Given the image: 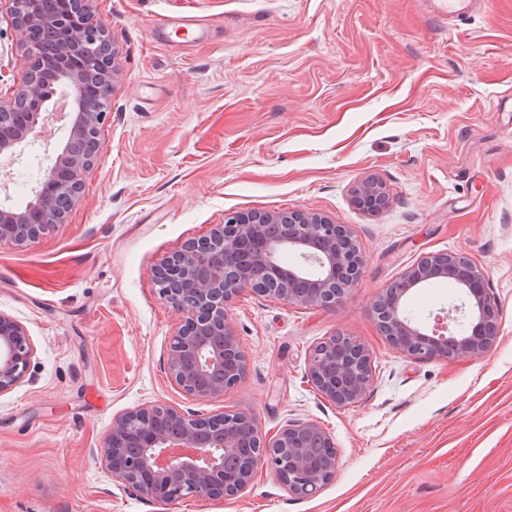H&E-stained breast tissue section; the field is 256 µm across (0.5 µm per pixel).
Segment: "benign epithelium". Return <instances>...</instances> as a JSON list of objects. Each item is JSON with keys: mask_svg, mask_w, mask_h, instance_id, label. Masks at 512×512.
Masks as SVG:
<instances>
[{"mask_svg": "<svg viewBox=\"0 0 512 512\" xmlns=\"http://www.w3.org/2000/svg\"><path fill=\"white\" fill-rule=\"evenodd\" d=\"M24 40L25 74L15 93L0 98V117L14 120L11 134H0V155H16L39 141L52 113L49 84L38 65L46 53L32 31L49 34L52 62L72 99L69 133L47 168L35 197L25 207L0 205V241L28 246L64 222L80 202L82 177L99 149V128L110 111L109 92L121 71L106 24L95 17L94 0H60L48 13L42 0H8ZM99 71L96 93L85 72ZM354 200L377 213L388 202L386 186L374 177L360 182ZM286 253L293 264L282 262ZM364 257L348 224L320 212H254L228 217L201 242L162 260L154 277L159 293L183 315L168 351L174 383L196 401L220 396L242 380L246 358L228 310L244 290L304 306H336L358 284ZM447 279L472 299L474 329L457 334L454 313L442 310L427 329L409 315L415 288ZM485 271L452 252L430 253L407 268L375 305L383 334L402 353L421 358L474 360L484 356L499 333L498 310L485 288ZM35 354L26 328L0 313V394L21 384ZM372 357L360 342L341 333L318 343L309 354L313 386L332 403H360L373 383ZM101 462L116 480L161 503L186 496L229 499L240 494L265 468L289 493L307 497L336 477L338 454L329 433L312 420L296 421L272 436L255 417L226 411L200 417L167 405L137 408L112 420Z\"/></svg>", "mask_w": 512, "mask_h": 512, "instance_id": "obj_1", "label": "benign epithelium"}]
</instances>
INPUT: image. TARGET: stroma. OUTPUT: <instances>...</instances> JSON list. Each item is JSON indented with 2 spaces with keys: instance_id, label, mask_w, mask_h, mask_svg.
Returning <instances> with one entry per match:
<instances>
[{
  "instance_id": "stroma-1",
  "label": "stroma",
  "mask_w": 512,
  "mask_h": 512,
  "mask_svg": "<svg viewBox=\"0 0 512 512\" xmlns=\"http://www.w3.org/2000/svg\"><path fill=\"white\" fill-rule=\"evenodd\" d=\"M122 71L64 223L26 247L0 242V312L36 349L0 394V512H512V0L471 16L435 0H95ZM189 16L206 40L152 38ZM21 35L0 8V96L21 82ZM6 162L0 202L22 207L19 175L55 156ZM374 177L370 215L353 190ZM305 210L352 225L362 276L335 307L243 291L229 316L246 357L233 390L188 399L167 368L180 325L153 271L226 217ZM480 265L500 312L484 357H409L381 335L378 294L429 252ZM465 295L444 280L409 299L422 324ZM347 334L373 355L374 383L340 408L308 380L310 350ZM171 405L253 413L271 435L320 423L340 467L297 498L262 473L230 499L163 504L113 480L92 451L116 415ZM354 200L363 211L377 213L387 205L388 192L382 182L369 177L356 186Z\"/></svg>"
}]
</instances>
